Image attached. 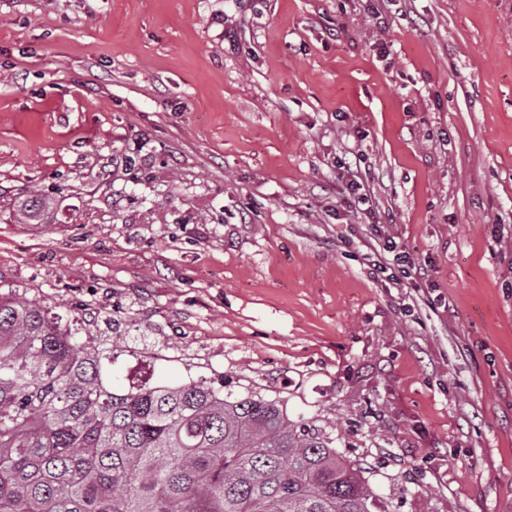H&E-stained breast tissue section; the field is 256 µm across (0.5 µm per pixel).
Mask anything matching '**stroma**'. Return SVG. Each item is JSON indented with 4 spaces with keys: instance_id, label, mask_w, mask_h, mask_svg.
<instances>
[{
    "instance_id": "obj_1",
    "label": "stroma",
    "mask_w": 512,
    "mask_h": 512,
    "mask_svg": "<svg viewBox=\"0 0 512 512\" xmlns=\"http://www.w3.org/2000/svg\"><path fill=\"white\" fill-rule=\"evenodd\" d=\"M0 285L512 512V0H0Z\"/></svg>"
}]
</instances>
